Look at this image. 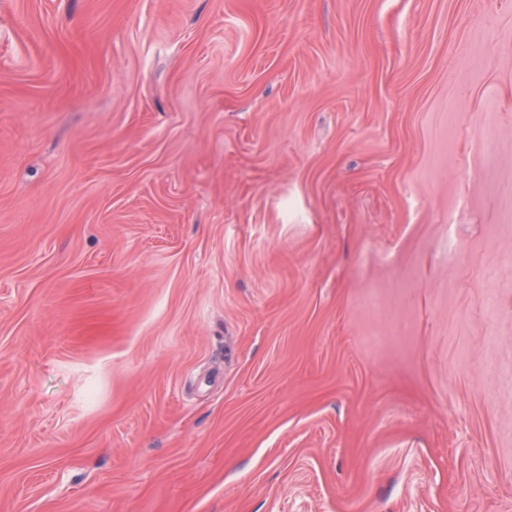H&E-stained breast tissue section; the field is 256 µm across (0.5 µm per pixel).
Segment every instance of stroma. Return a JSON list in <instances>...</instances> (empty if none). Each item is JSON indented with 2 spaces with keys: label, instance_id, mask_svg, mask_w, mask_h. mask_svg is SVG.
I'll use <instances>...</instances> for the list:
<instances>
[{
  "label": "stroma",
  "instance_id": "35a3bbf8",
  "mask_svg": "<svg viewBox=\"0 0 512 512\" xmlns=\"http://www.w3.org/2000/svg\"><path fill=\"white\" fill-rule=\"evenodd\" d=\"M512 0H0V512H512Z\"/></svg>",
  "mask_w": 512,
  "mask_h": 512
}]
</instances>
